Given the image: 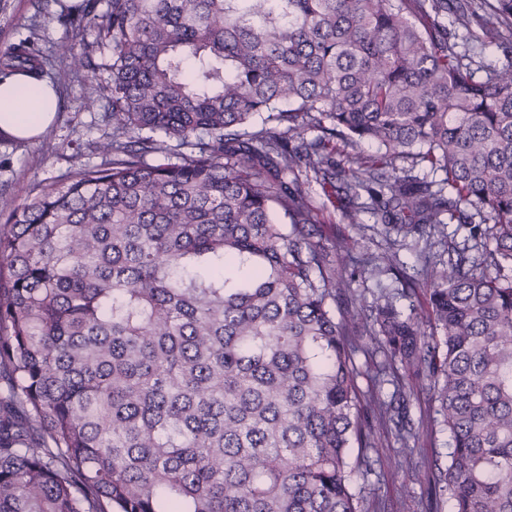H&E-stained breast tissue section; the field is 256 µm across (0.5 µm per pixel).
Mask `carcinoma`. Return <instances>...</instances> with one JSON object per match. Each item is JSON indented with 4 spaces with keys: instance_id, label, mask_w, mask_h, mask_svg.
<instances>
[{
    "instance_id": "obj_1",
    "label": "carcinoma",
    "mask_w": 512,
    "mask_h": 512,
    "mask_svg": "<svg viewBox=\"0 0 512 512\" xmlns=\"http://www.w3.org/2000/svg\"><path fill=\"white\" fill-rule=\"evenodd\" d=\"M453 16L486 48L512 0ZM58 20L95 41L25 38L0 79L102 68L112 132L100 163L0 194V512H366L351 448L413 429L360 390L358 351L377 378L401 365V397L432 392L452 451L431 503L512 512V60L479 75L448 0H83ZM336 139L378 150L338 165ZM409 155L443 177L399 174ZM308 173L350 224L365 192L386 234L455 220L474 255L421 251L422 278L395 277L424 303L381 287L365 322L348 267L394 255L313 240Z\"/></svg>"
}]
</instances>
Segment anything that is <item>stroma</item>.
Instances as JSON below:
<instances>
[{"label":"stroma","instance_id":"obj_1","mask_svg":"<svg viewBox=\"0 0 512 512\" xmlns=\"http://www.w3.org/2000/svg\"><path fill=\"white\" fill-rule=\"evenodd\" d=\"M57 13L56 0H9L6 14H0V49L39 32L42 48L69 41L83 44L93 41V31L75 33L51 22L34 27L36 11ZM107 71L62 68L54 74L60 95V111L54 122L39 138L28 143L0 139V193L24 200L36 183L61 179L69 169L99 162L93 145L103 140L107 132L100 121L104 100L91 92L92 85L106 80ZM319 208L318 232L324 243L350 239L355 249L381 251L385 241L372 216L367 211L369 196L359 200L361 211L357 223H348L341 208L324 205L320 188L311 192ZM448 433L434 428L432 434L421 437L411 450L410 461L403 469H395L393 456L399 442L389 441L387 447L371 453L370 470L355 471L352 487L363 497L370 512H427L428 478L448 465Z\"/></svg>","mask_w":512,"mask_h":512}]
</instances>
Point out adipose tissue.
<instances>
[{
  "label": "adipose tissue",
  "instance_id": "ef3b65f1",
  "mask_svg": "<svg viewBox=\"0 0 512 512\" xmlns=\"http://www.w3.org/2000/svg\"><path fill=\"white\" fill-rule=\"evenodd\" d=\"M56 94L50 82L18 72L0 82V136L36 138L56 113Z\"/></svg>",
  "mask_w": 512,
  "mask_h": 512
}]
</instances>
